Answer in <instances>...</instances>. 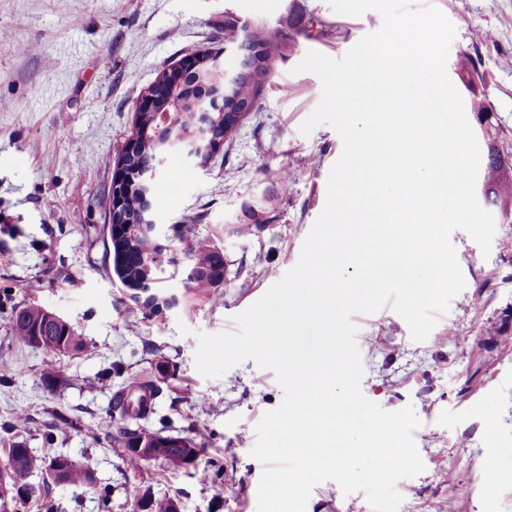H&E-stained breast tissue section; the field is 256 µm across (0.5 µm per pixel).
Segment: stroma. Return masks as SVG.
<instances>
[{"label":"stroma","instance_id":"35a3bbf8","mask_svg":"<svg viewBox=\"0 0 512 512\" xmlns=\"http://www.w3.org/2000/svg\"><path fill=\"white\" fill-rule=\"evenodd\" d=\"M440 10L455 28L447 75L464 102L480 95L489 115L467 119L480 150L512 152V0H409ZM276 35L281 49L256 112L204 168L167 160L153 204L162 233L193 225L194 239L219 246L231 263L224 296L188 288L179 241L162 254L176 305L148 316L112 272L103 225L118 159L131 134L141 90L188 51L224 46V17ZM381 25L377 12L337 13L328 0H0V362L13 370L0 385V444L45 457L65 454L89 466L92 486H50L18 512H131L128 486L177 500L179 512H257L264 471L250 455L255 427L279 406L272 370L247 360L215 378L195 365L198 333L236 331L234 321L297 263L326 203L342 140L330 126L303 135L321 97L313 73L296 72L308 51L338 58ZM480 79L468 90L460 64ZM486 170L476 196L495 220L489 252L464 229L449 240L465 286L425 341H414L391 308L353 318L364 374L361 390L385 410L413 405V432L424 469L399 480L398 512H512V202L488 197ZM258 220L249 234L239 224ZM35 302L64 317L84 346L57 354L11 332L13 307ZM189 334H181L180 325ZM169 365L159 375L157 362ZM153 382L155 411L141 427L191 436L206 446L187 469L161 462L126 468L112 441L116 390L105 374ZM55 373L46 384V373ZM24 421H17V414ZM78 428H57L59 417ZM224 468L217 482L200 468ZM306 512H373L364 492L317 485Z\"/></svg>","mask_w":512,"mask_h":512}]
</instances>
